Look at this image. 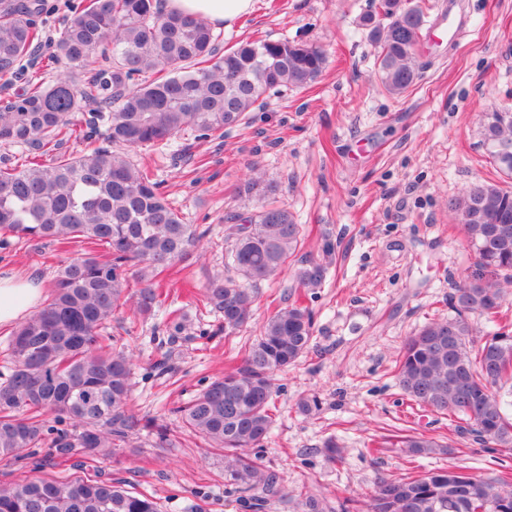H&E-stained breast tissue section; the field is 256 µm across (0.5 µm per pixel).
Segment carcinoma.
Returning <instances> with one entry per match:
<instances>
[{"instance_id": "carcinoma-1", "label": "carcinoma", "mask_w": 512, "mask_h": 512, "mask_svg": "<svg viewBox=\"0 0 512 512\" xmlns=\"http://www.w3.org/2000/svg\"><path fill=\"white\" fill-rule=\"evenodd\" d=\"M431 0H378L367 16L378 49L377 79L392 96L418 79L416 57ZM70 16L44 56L43 71L24 61L41 41L34 17L43 0L0 8V80L24 81L22 91L0 99V143L31 154L27 164L0 168V231L19 238L66 244L81 238L91 250L67 258L47 303L15 330L9 373L0 382V460H33L37 475L0 485V512H159L153 499L120 482L94 477L59 480L41 474L44 459L75 448L107 455L114 442L136 433L132 413L133 354L107 335L115 313L129 306L145 316L161 303L155 279L200 246L202 235L183 222L153 178L151 164L135 163L125 149L167 146L190 130L199 139L224 136L248 113L288 89L314 83L324 68L322 47L288 40H254L219 54V35L195 17L166 12L159 0H71ZM112 66L91 71L98 56ZM79 70L91 73L83 83ZM93 108L81 125L77 112ZM105 126L97 135L94 126ZM483 145L494 165L512 175V107L492 113ZM86 149L41 156L65 140ZM478 265L504 273L455 286V315L433 319L409 337L397 361L409 400L448 416L455 432L479 445L512 446V322L503 306L512 286V190L479 182L448 201ZM227 272L203 286L196 306L224 319L232 333L252 319L253 285L278 278L302 243V226L287 208L264 203L256 218L235 227ZM327 265L302 259L294 278L313 290ZM139 288L127 296L129 279ZM483 316L495 332L474 344ZM310 312L289 304L269 315L260 336L193 400L174 409L203 444L224 450V472L257 508L280 494L277 474L260 463L255 448L275 421L270 407L273 376L311 347ZM422 455L435 444L423 437L401 440ZM354 512H512V480L455 471L406 478L383 476Z\"/></svg>"}]
</instances>
